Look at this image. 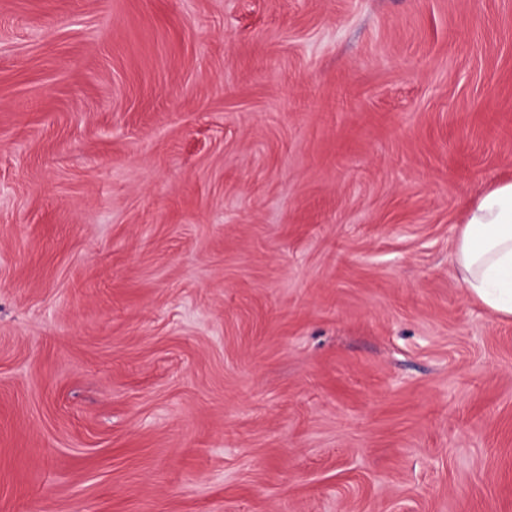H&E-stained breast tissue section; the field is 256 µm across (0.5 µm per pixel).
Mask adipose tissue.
<instances>
[{
    "label": "adipose tissue",
    "instance_id": "adipose-tissue-1",
    "mask_svg": "<svg viewBox=\"0 0 512 512\" xmlns=\"http://www.w3.org/2000/svg\"><path fill=\"white\" fill-rule=\"evenodd\" d=\"M455 262L473 301L512 317V181L493 184L467 205Z\"/></svg>",
    "mask_w": 512,
    "mask_h": 512
}]
</instances>
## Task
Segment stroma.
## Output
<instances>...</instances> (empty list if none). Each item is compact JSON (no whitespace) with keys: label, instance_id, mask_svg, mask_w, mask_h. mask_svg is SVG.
<instances>
[{"label":"stroma","instance_id":"35a3bbf8","mask_svg":"<svg viewBox=\"0 0 512 512\" xmlns=\"http://www.w3.org/2000/svg\"><path fill=\"white\" fill-rule=\"evenodd\" d=\"M512 0H0V512H512ZM455 244L468 296L512 317V181L493 184L470 202Z\"/></svg>","mask_w":512,"mask_h":512}]
</instances>
